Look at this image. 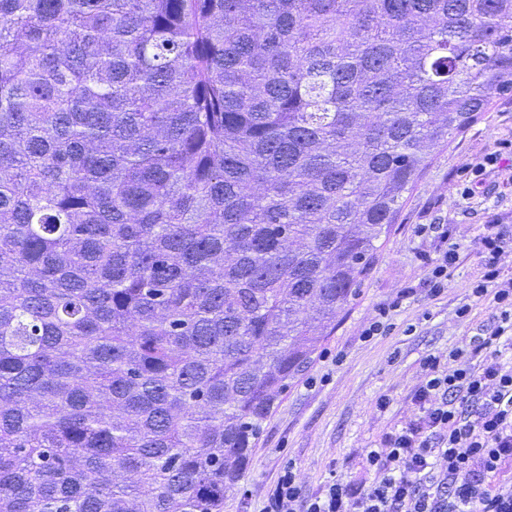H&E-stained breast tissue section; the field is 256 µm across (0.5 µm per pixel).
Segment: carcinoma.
I'll return each mask as SVG.
<instances>
[{
  "label": "carcinoma",
  "instance_id": "obj_1",
  "mask_svg": "<svg viewBox=\"0 0 512 512\" xmlns=\"http://www.w3.org/2000/svg\"><path fill=\"white\" fill-rule=\"evenodd\" d=\"M512 0H0V512H224Z\"/></svg>",
  "mask_w": 512,
  "mask_h": 512
}]
</instances>
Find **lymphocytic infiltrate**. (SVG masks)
Instances as JSON below:
<instances>
[{
	"label": "lymphocytic infiltrate",
	"mask_w": 512,
	"mask_h": 512,
	"mask_svg": "<svg viewBox=\"0 0 512 512\" xmlns=\"http://www.w3.org/2000/svg\"><path fill=\"white\" fill-rule=\"evenodd\" d=\"M483 268L473 295L498 310L495 328L470 349L450 354L451 365H423L418 419L385 434L370 449V482L329 483L306 495L292 467H284L266 512H512V483L497 475L512 464V367L500 346L512 341V279L499 257L512 236L483 225L476 239Z\"/></svg>",
	"instance_id": "f902f5d3"
}]
</instances>
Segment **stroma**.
<instances>
[{"label": "stroma", "instance_id": "obj_1", "mask_svg": "<svg viewBox=\"0 0 512 512\" xmlns=\"http://www.w3.org/2000/svg\"><path fill=\"white\" fill-rule=\"evenodd\" d=\"M512 150V92L494 97L477 120L435 150L407 194L371 263L361 293L342 310L309 366L281 395L263 425L250 462L224 512H262L285 464L304 481L306 494L334 480L371 481L362 461L382 436L417 418L421 365L484 335L496 308L472 296L481 265L480 225L512 230V171L487 168L473 195L463 192L470 169L494 151ZM456 244L458 260L440 294L427 285L428 259ZM388 307L390 331L362 341L363 325ZM467 319H459L461 307ZM385 408H378L379 399Z\"/></svg>", "mask_w": 512, "mask_h": 512}]
</instances>
